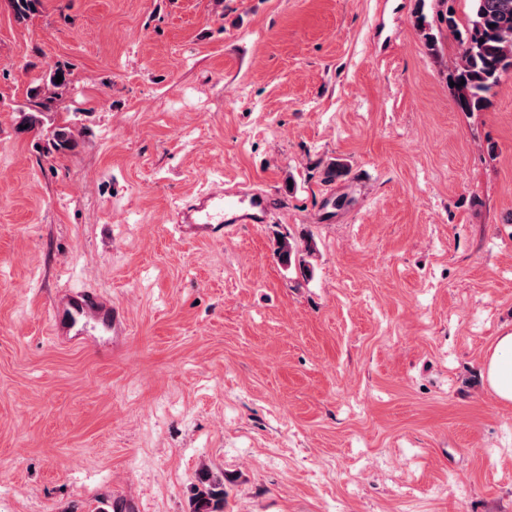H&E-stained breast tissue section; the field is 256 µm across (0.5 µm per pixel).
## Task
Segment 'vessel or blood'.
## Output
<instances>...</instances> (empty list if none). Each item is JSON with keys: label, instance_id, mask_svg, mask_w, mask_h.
Masks as SVG:
<instances>
[{"label": "vessel or blood", "instance_id": "b4317fda", "mask_svg": "<svg viewBox=\"0 0 512 512\" xmlns=\"http://www.w3.org/2000/svg\"><path fill=\"white\" fill-rule=\"evenodd\" d=\"M268 216L269 203L262 192L213 193L186 207L181 221L217 233L228 224H262ZM53 318L56 336L74 344L97 339L108 345L123 331L122 310L94 291L64 292L53 305Z\"/></svg>", "mask_w": 512, "mask_h": 512}]
</instances>
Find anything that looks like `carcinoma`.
Instances as JSON below:
<instances>
[{
    "label": "carcinoma",
    "mask_w": 512,
    "mask_h": 512,
    "mask_svg": "<svg viewBox=\"0 0 512 512\" xmlns=\"http://www.w3.org/2000/svg\"><path fill=\"white\" fill-rule=\"evenodd\" d=\"M14 16L23 20L38 12L41 0H9ZM438 33L448 31L458 46V60L449 80L455 102L463 112H481L488 103L487 94L502 77L512 72V0H473L470 16L462 20L449 0H438ZM62 75V82L55 81ZM71 72L56 64L37 84L27 91L29 126L41 123V116L56 112L70 89ZM77 145L73 128H54L49 151L64 153ZM275 254L281 264L289 266L296 248L284 238L277 243ZM190 512H224V479L208 469L198 474V485L191 497Z\"/></svg>",
    "instance_id": "obj_1"
}]
</instances>
